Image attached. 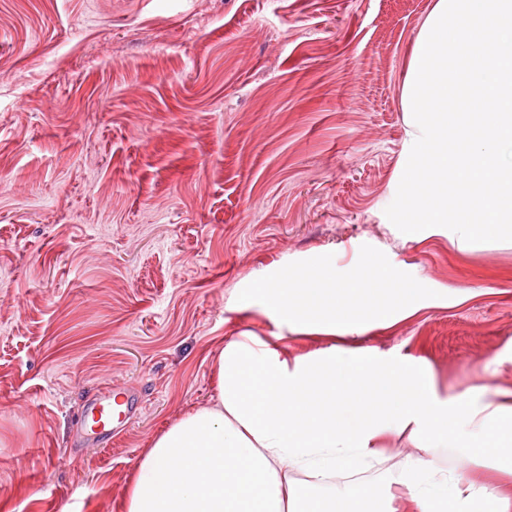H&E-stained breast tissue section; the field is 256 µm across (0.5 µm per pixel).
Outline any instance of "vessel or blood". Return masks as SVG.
Masks as SVG:
<instances>
[{
    "label": "vessel or blood",
    "mask_w": 512,
    "mask_h": 512,
    "mask_svg": "<svg viewBox=\"0 0 512 512\" xmlns=\"http://www.w3.org/2000/svg\"><path fill=\"white\" fill-rule=\"evenodd\" d=\"M138 408V400L130 390L112 386L99 390L84 410L81 433L105 443L117 436Z\"/></svg>",
    "instance_id": "obj_1"
}]
</instances>
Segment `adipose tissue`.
<instances>
[{
  "instance_id": "adipose-tissue-1",
  "label": "adipose tissue",
  "mask_w": 512,
  "mask_h": 512,
  "mask_svg": "<svg viewBox=\"0 0 512 512\" xmlns=\"http://www.w3.org/2000/svg\"><path fill=\"white\" fill-rule=\"evenodd\" d=\"M426 297L373 255L342 275L321 256L247 280L232 308L263 314L275 332L218 348L215 398L143 453L125 512H512V489L478 486L475 475H512V389L445 396L427 366L357 343ZM297 333L355 344L291 359L277 342ZM394 436L418 452L390 465ZM447 447L473 473L441 466L432 451Z\"/></svg>"
}]
</instances>
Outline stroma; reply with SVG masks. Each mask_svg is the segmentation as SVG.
<instances>
[{"mask_svg":"<svg viewBox=\"0 0 512 512\" xmlns=\"http://www.w3.org/2000/svg\"><path fill=\"white\" fill-rule=\"evenodd\" d=\"M435 0H0V512H123L145 448L276 327L234 288L368 255L430 300L364 345L512 388V242L409 241L403 88ZM135 388L111 444L88 394Z\"/></svg>","mask_w":512,"mask_h":512,"instance_id":"obj_1","label":"stroma"}]
</instances>
